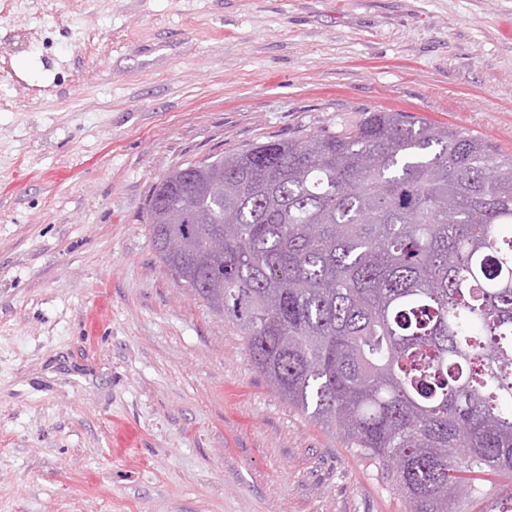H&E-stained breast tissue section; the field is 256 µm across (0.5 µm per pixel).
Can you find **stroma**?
Instances as JSON below:
<instances>
[{
    "label": "stroma",
    "mask_w": 512,
    "mask_h": 512,
    "mask_svg": "<svg viewBox=\"0 0 512 512\" xmlns=\"http://www.w3.org/2000/svg\"><path fill=\"white\" fill-rule=\"evenodd\" d=\"M374 110L512 155V0H0V512H406L145 222L185 161Z\"/></svg>",
    "instance_id": "stroma-1"
}]
</instances>
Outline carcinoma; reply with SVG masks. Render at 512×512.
Returning <instances> with one entry per match:
<instances>
[{
  "mask_svg": "<svg viewBox=\"0 0 512 512\" xmlns=\"http://www.w3.org/2000/svg\"><path fill=\"white\" fill-rule=\"evenodd\" d=\"M154 187L161 263L235 326L268 386L456 512L512 478V157L372 111L186 163ZM478 478L482 479L477 480L476 482L483 488L485 493L484 498L481 500L477 498H466L460 500L456 505L458 512H480L490 504L492 499L511 491V480L506 477L489 473L479 475Z\"/></svg>",
  "mask_w": 512,
  "mask_h": 512,
  "instance_id": "cac0c4a2",
  "label": "carcinoma"
}]
</instances>
